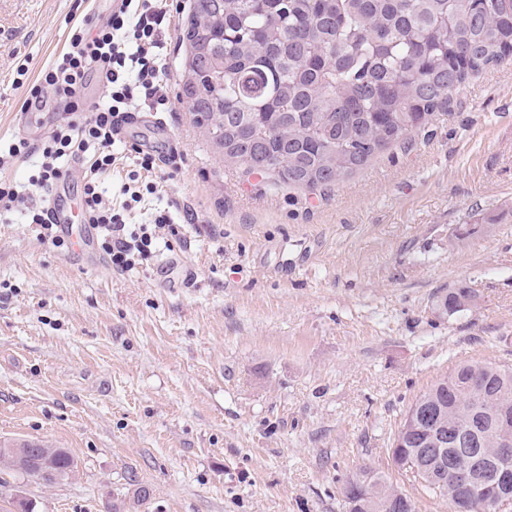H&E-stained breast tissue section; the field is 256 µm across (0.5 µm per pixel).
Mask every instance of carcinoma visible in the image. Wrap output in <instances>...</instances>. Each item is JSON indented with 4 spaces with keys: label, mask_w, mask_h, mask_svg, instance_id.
Here are the masks:
<instances>
[{
    "label": "carcinoma",
    "mask_w": 512,
    "mask_h": 512,
    "mask_svg": "<svg viewBox=\"0 0 512 512\" xmlns=\"http://www.w3.org/2000/svg\"><path fill=\"white\" fill-rule=\"evenodd\" d=\"M183 86L194 125L224 165L327 189L384 149L407 142L475 73L512 61V0H191ZM475 295L439 297L444 314ZM512 412V364L471 361L438 378L409 407L392 447L428 473L421 491L460 512L462 491L424 445L428 432L489 425ZM58 479L73 457L50 449ZM346 486L360 512L392 507L390 479L362 468Z\"/></svg>",
    "instance_id": "obj_1"
}]
</instances>
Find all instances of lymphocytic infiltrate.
<instances>
[{
	"label": "lymphocytic infiltrate",
	"instance_id": "1",
	"mask_svg": "<svg viewBox=\"0 0 512 512\" xmlns=\"http://www.w3.org/2000/svg\"><path fill=\"white\" fill-rule=\"evenodd\" d=\"M169 17L158 0H121L105 22L70 28L68 51L41 69L28 84L27 94L66 99L69 111L79 113L80 119L57 128L41 145L18 138L0 147V165L30 158L36 161V172L27 184L0 180V213L20 210L27 223L40 226L55 247L65 246V239L47 222V203L26 204L25 188L48 189L78 157L92 156L97 171H109L126 114L140 106L153 112L169 111L162 40ZM95 72L101 74L107 93L91 102L82 92ZM105 194L97 179L84 180L81 186L84 213L98 232V245L113 268L123 271L135 266L137 259L151 256L153 235L145 229L127 231L123 213L105 201Z\"/></svg>",
	"mask_w": 512,
	"mask_h": 512
}]
</instances>
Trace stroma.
Masks as SVG:
<instances>
[{
	"instance_id": "stroma-1",
	"label": "stroma",
	"mask_w": 512,
	"mask_h": 512,
	"mask_svg": "<svg viewBox=\"0 0 512 512\" xmlns=\"http://www.w3.org/2000/svg\"><path fill=\"white\" fill-rule=\"evenodd\" d=\"M98 0H0V140L25 85ZM187 10L167 42L178 164L138 190L119 154L105 184L126 221L169 209L134 269L88 266L0 218V442L66 449L53 484L17 473L0 512H346L367 467L417 512H448L394 467L407 408L458 364H512V62L329 190L225 167L181 95ZM25 65V84H15ZM476 294L444 315L436 299ZM148 496L138 500V488Z\"/></svg>"
}]
</instances>
